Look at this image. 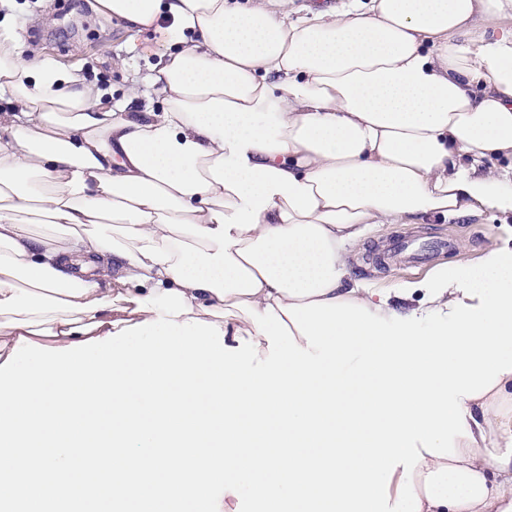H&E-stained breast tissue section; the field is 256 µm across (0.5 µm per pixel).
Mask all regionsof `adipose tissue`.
Segmentation results:
<instances>
[{"label": "adipose tissue", "mask_w": 512, "mask_h": 512, "mask_svg": "<svg viewBox=\"0 0 512 512\" xmlns=\"http://www.w3.org/2000/svg\"><path fill=\"white\" fill-rule=\"evenodd\" d=\"M176 45L113 110L80 70L0 37V363L160 317L226 345L267 305L353 301L372 224L512 215V0H95ZM456 457L413 472L420 512H512V373L462 399Z\"/></svg>", "instance_id": "adipose-tissue-1"}]
</instances>
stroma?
Instances as JSON below:
<instances>
[{"label":"stroma","instance_id":"35a3bbf8","mask_svg":"<svg viewBox=\"0 0 512 512\" xmlns=\"http://www.w3.org/2000/svg\"><path fill=\"white\" fill-rule=\"evenodd\" d=\"M0 23L19 34L22 53L81 67L86 80L112 106L124 102L134 81L147 75L157 55L170 48L162 31L149 27L131 32L122 19L93 10L90 0H8L0 4ZM408 234L426 241L447 239V248L433 258L431 266L471 262L502 237L498 220L488 213L432 224H373L363 246L351 253L353 277L380 288L422 280L430 266H399L368 258L378 242Z\"/></svg>","mask_w":512,"mask_h":512}]
</instances>
